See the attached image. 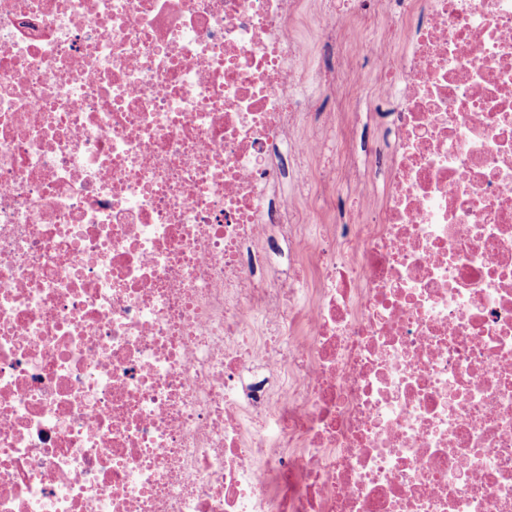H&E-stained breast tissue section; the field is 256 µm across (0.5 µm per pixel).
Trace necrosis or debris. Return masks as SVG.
Masks as SVG:
<instances>
[{
    "mask_svg": "<svg viewBox=\"0 0 512 512\" xmlns=\"http://www.w3.org/2000/svg\"><path fill=\"white\" fill-rule=\"evenodd\" d=\"M303 5L0 0V512H512V0ZM298 33L307 40L309 49L305 58V68L310 71H319L331 62V54L326 48L317 45L311 30L307 26L298 29Z\"/></svg>",
    "mask_w": 512,
    "mask_h": 512,
    "instance_id": "necrosis-or-debris-1",
    "label": "necrosis or debris"
}]
</instances>
